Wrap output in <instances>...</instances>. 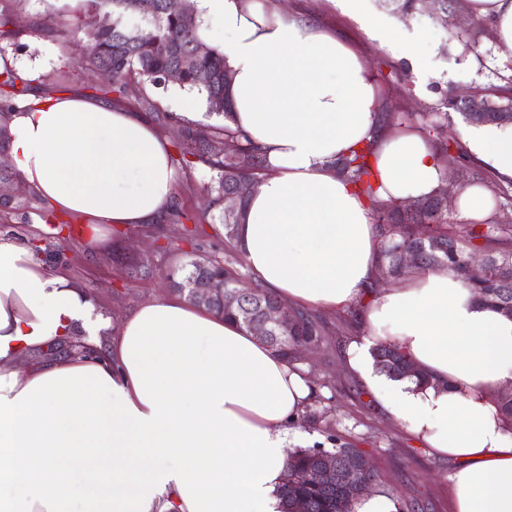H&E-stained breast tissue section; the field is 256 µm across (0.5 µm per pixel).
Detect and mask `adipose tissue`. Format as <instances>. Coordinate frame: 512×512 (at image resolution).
Instances as JSON below:
<instances>
[{"mask_svg":"<svg viewBox=\"0 0 512 512\" xmlns=\"http://www.w3.org/2000/svg\"><path fill=\"white\" fill-rule=\"evenodd\" d=\"M397 59L362 0H329ZM224 28L232 112L262 149L234 246L254 281L301 310L358 309L349 366L398 424L450 459L454 512H512V431L495 391L512 384V317L480 304L449 270L375 287L384 240L375 205L428 197L446 168L417 129L389 128L367 60L278 0H195ZM512 59V0H467ZM10 159L57 214L107 224L164 218L175 172L167 138L139 114L76 92L46 91L13 113ZM469 150L512 179V129L473 128ZM374 150V196L337 159ZM93 305L48 274L27 246L0 240V512H278L291 424L314 396L301 364L186 300L140 305L111 347L24 365L77 328ZM395 344L428 386L377 373Z\"/></svg>","mask_w":512,"mask_h":512,"instance_id":"1","label":"adipose tissue"}]
</instances>
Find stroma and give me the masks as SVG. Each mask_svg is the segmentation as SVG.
Instances as JSON below:
<instances>
[{
  "label": "stroma",
  "instance_id": "obj_1",
  "mask_svg": "<svg viewBox=\"0 0 512 512\" xmlns=\"http://www.w3.org/2000/svg\"><path fill=\"white\" fill-rule=\"evenodd\" d=\"M282 3L291 12L333 28L367 56L392 110L412 113L417 122L430 120L433 106L447 90L484 87L495 80L474 57L460 55L455 35L473 26L470 16L460 15L450 36L431 13L405 16L384 0H363L366 16L384 21L397 37L420 42L422 53L414 66L393 58L325 0ZM77 4L78 0H0L20 31L16 40L7 43L5 56L13 66L33 74L34 88L53 90L61 85L85 93L92 86L77 63L74 47L87 44L94 14L78 10ZM209 180V172L201 168L179 173L174 185L176 212L160 224L113 227L110 243L101 249L87 246L80 220L43 223L46 203L37 198L0 210V237L31 246L35 260L49 273L66 274L74 288L89 295L95 315L104 320L98 341L105 346L117 335L122 316L146 301L173 297L169 279L191 260L215 257L235 273L247 275L244 257L225 240L220 222L200 217ZM142 261L151 263V277H132V266ZM323 320L332 331L333 346L304 364L315 395L305 416L292 426L294 447H310L327 435H337L371 454L378 487L398 494L399 512H408L412 504L419 512H453L449 482L453 462L435 456L383 415L346 367L348 326L338 315L327 314Z\"/></svg>",
  "mask_w": 512,
  "mask_h": 512
}]
</instances>
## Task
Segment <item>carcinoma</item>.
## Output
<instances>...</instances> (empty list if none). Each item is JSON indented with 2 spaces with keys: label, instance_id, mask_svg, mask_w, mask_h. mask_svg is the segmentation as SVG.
<instances>
[{
  "label": "carcinoma",
  "instance_id": "cac0c4a2",
  "mask_svg": "<svg viewBox=\"0 0 512 512\" xmlns=\"http://www.w3.org/2000/svg\"><path fill=\"white\" fill-rule=\"evenodd\" d=\"M87 9L99 15V25L89 39L86 56L82 64L95 71L103 89L126 95L133 93L147 109L157 111L160 100L155 89H167L166 73L183 68L175 85L204 95L207 113L230 116L228 90L231 77L224 63V52L204 42L199 29L201 19L194 15L191 25L167 13L163 0H79ZM483 23H476L465 38L459 39L461 56L474 55L483 68L492 70L501 84L495 86L488 96L489 104L499 111L498 125L512 124V61L505 63L487 52L476 51ZM204 71L208 79H198L197 73ZM32 79L8 64L0 69V85L6 88L5 100L0 105V156L9 154L12 134L10 115L17 110L16 101L27 96ZM459 113L472 125H484L479 113L468 111L466 104L453 101L444 94L437 101L434 115L438 120H447L448 112ZM182 137L176 144L177 155L171 157L175 169L191 170L202 167L210 173L207 188L209 205L207 210H217V218L224 224V236L234 241L238 224L242 223L246 202L233 210L224 208V196L245 185L265 170V161L259 148L246 134L228 125L213 128L212 140L228 145L227 151L214 153L211 149H200L197 141L201 132L190 126L181 127ZM435 149L447 168H459L461 177H466V155L461 146L440 139L433 140ZM371 145L352 151L337 163L340 174L358 185L361 191L373 193V176L368 156ZM17 183V193L0 200V207L27 195L29 189L13 165L0 161V181ZM378 223L385 247L378 275L388 280L402 279L419 269L451 270L470 288L478 301L501 313L512 316V283L498 282L497 267L512 266V226L492 221L475 222L468 225L448 223V200L441 194L419 200L412 210L397 203H384L378 208ZM414 249L420 254L421 265L404 266L398 251ZM473 250L484 252L491 260V268L481 282L473 281L467 273L464 258ZM182 281L224 273V292L238 291L239 279L213 259H195L183 268ZM222 310L218 306L210 310L222 314L242 327L250 328L256 313L247 310ZM326 327L307 311L296 310L288 321L275 327L271 338L264 341L269 348L291 360H299L301 350L309 343L319 346L325 343ZM371 355L376 370L392 380H408L418 386L430 384V377L421 372L397 347L380 344ZM497 402L505 423L512 430V392L497 395ZM332 447L319 443L312 448L297 450L288 458L285 467V482L280 490L281 512H353L359 496L339 487H325L317 472L331 462L336 465L348 463L350 453L355 451L350 444L336 435H327Z\"/></svg>",
  "mask_w": 512,
  "mask_h": 512
}]
</instances>
